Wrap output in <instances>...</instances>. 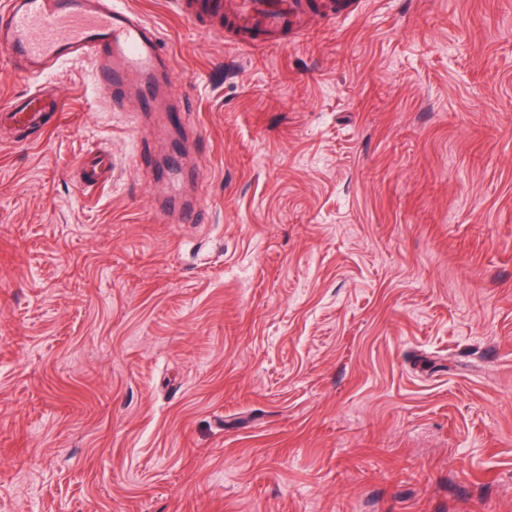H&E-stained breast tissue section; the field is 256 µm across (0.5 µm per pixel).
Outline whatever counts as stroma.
<instances>
[{"mask_svg": "<svg viewBox=\"0 0 512 512\" xmlns=\"http://www.w3.org/2000/svg\"><path fill=\"white\" fill-rule=\"evenodd\" d=\"M129 2L176 107L0 133V512H512V0ZM309 0H236L229 4L231 17L224 26V0H180L179 9L191 23L223 33L235 45L251 48L262 43L302 33L312 11ZM258 29L254 36L250 30ZM112 171V156L107 151H99L79 169L80 181L87 186H96L109 181Z\"/></svg>", "mask_w": 512, "mask_h": 512, "instance_id": "stroma-1", "label": "stroma"}]
</instances>
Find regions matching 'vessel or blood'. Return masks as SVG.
Here are the masks:
<instances>
[{
    "instance_id": "vessel-or-blood-1",
    "label": "vessel or blood",
    "mask_w": 512,
    "mask_h": 512,
    "mask_svg": "<svg viewBox=\"0 0 512 512\" xmlns=\"http://www.w3.org/2000/svg\"><path fill=\"white\" fill-rule=\"evenodd\" d=\"M191 23L216 30L249 48L299 34L312 10L309 0H179ZM0 52L38 86L10 103L0 122L29 139L58 111L46 84L65 62L92 59L98 81L140 111L158 108V72L167 64L157 31L128 0H0ZM112 156L100 151L79 169L84 185L109 181Z\"/></svg>"
}]
</instances>
